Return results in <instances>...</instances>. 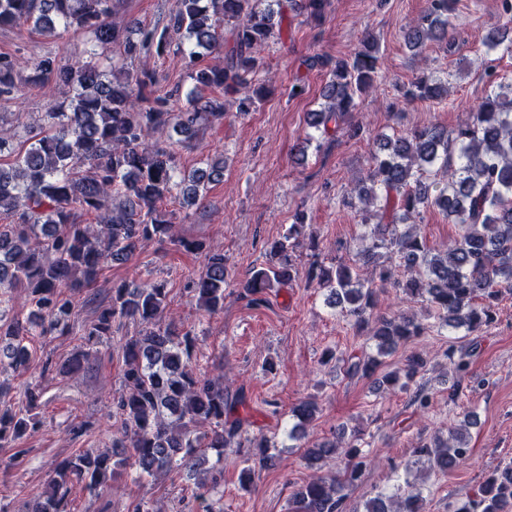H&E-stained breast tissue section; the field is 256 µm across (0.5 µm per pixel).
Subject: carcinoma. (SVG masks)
I'll return each instance as SVG.
<instances>
[{"label":"carcinoma","instance_id":"cac0c4a2","mask_svg":"<svg viewBox=\"0 0 512 512\" xmlns=\"http://www.w3.org/2000/svg\"><path fill=\"white\" fill-rule=\"evenodd\" d=\"M327 0H174L167 28L159 31L132 21H116L121 0H0V28L26 26L42 34L81 30L93 47L123 48L127 65L103 68L89 62L61 64L46 56L29 64L24 85L36 88L53 81L68 88L67 99L39 113L23 136L0 125V364L16 373L29 369L30 336H65L76 314V295L90 288L108 263L132 257L144 241L169 242L204 256L191 292L199 309L213 314L224 308L228 269L224 253L203 240L178 238L161 209L169 197L193 207L206 197L207 186L224 178V158L206 159V167L180 169L176 147L189 149L208 127L222 120L224 103L205 91L224 88L237 94L238 112L248 113L264 97L262 52L280 36L284 6L298 15L320 17ZM454 0H430L423 15L402 31L411 51L448 35ZM179 36L172 43L168 30ZM484 45L512 48V29L490 28ZM189 59L192 84L184 110L173 112L168 99L156 94L153 74L133 68L140 55L170 49ZM224 50V63L202 59ZM21 61L0 54V97L21 92L16 79ZM312 69L326 70L329 80L319 109L306 115L307 125L321 136L335 135L359 110L362 97L380 71L379 47L373 33L362 32L360 48L349 59H308ZM448 78L422 76L405 90L407 100L440 99ZM490 90L479 106L454 128L424 126L404 136L385 135L372 155L365 179L350 189L347 204L365 214L359 272L340 259L327 262L310 239L308 285L328 292V304L339 309L356 331L373 342L376 353L347 358L346 375L375 378L378 394L412 393V404L425 408L428 390L416 378L428 360L413 353L397 371L377 376L383 357L432 326L398 313H376V287L391 285L434 311L438 329L479 335L496 317V302L512 293V82L489 74ZM431 205L459 226L447 247L434 252L409 221ZM305 215L296 216L283 235L270 244V261L254 270L244 288L259 294L293 280L295 252L305 236ZM394 256L408 278H394L392 267L379 262L381 251ZM165 284L123 283L97 307L82 339L95 346L125 321L143 326L122 344L124 389L113 397L121 425L112 451L87 450L60 461L43 495L25 512H69L72 486L94 492L109 486L131 466L138 477L185 470L206 471L200 487L224 478V449L253 448L259 468L275 465L269 449L275 443L249 434L250 421L238 414L242 390H232L224 377H211L192 367L195 335L167 319ZM34 306L38 320L16 313L19 299ZM89 352L79 351L58 367L78 372ZM319 413L313 400L291 410L288 438H307ZM472 414L448 426L445 438L420 440L417 460L442 472L455 469L468 453L465 436ZM42 422L12 409H0V447ZM363 432L343 425L333 441L304 443V459L319 469L326 458L344 453L342 472L320 476L293 490L289 512H343L345 487L358 481L366 467L357 444ZM216 452L209 463L208 451ZM424 487L398 485L366 500L360 512H426ZM455 512H512V464L491 472L476 496Z\"/></svg>","mask_w":512,"mask_h":512}]
</instances>
